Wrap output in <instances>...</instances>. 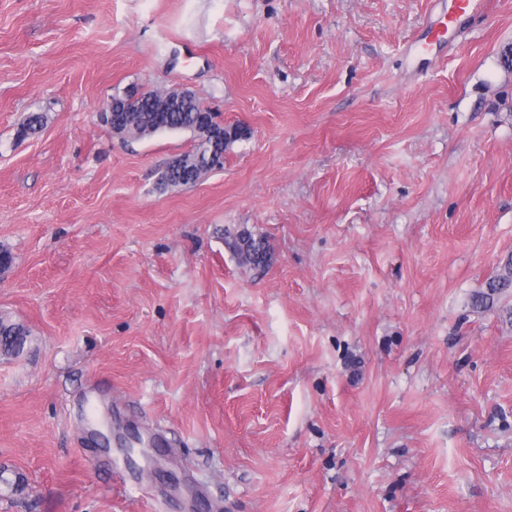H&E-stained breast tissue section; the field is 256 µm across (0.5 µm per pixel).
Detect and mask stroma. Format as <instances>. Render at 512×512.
Returning a JSON list of instances; mask_svg holds the SVG:
<instances>
[{"label":"stroma","mask_w":512,"mask_h":512,"mask_svg":"<svg viewBox=\"0 0 512 512\" xmlns=\"http://www.w3.org/2000/svg\"><path fill=\"white\" fill-rule=\"evenodd\" d=\"M453 6L0 0V512H512V0L406 60ZM132 85L247 133L163 187L195 141L114 137ZM226 244L244 265L256 267L268 262L269 246L264 239L255 238L248 230H241L231 238H227ZM9 321L10 323L0 318V351L4 354L2 356L18 354L24 347L26 336H29L28 330L22 324ZM19 333L24 336H15ZM11 336L19 338V342L17 343Z\"/></svg>","instance_id":"obj_1"}]
</instances>
